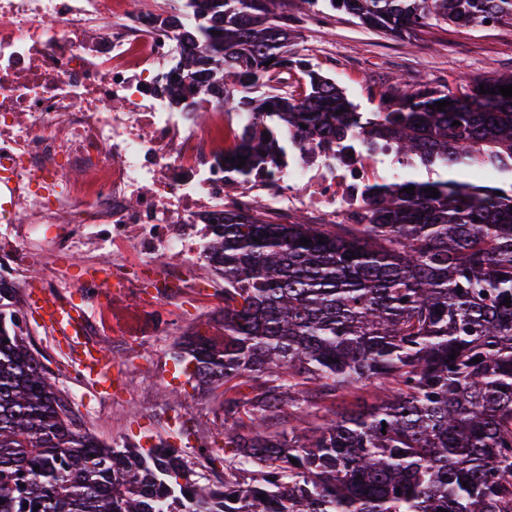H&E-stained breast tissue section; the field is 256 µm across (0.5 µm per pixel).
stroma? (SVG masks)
Masks as SVG:
<instances>
[{"mask_svg":"<svg viewBox=\"0 0 512 512\" xmlns=\"http://www.w3.org/2000/svg\"><path fill=\"white\" fill-rule=\"evenodd\" d=\"M319 14L324 20L318 24L314 18ZM288 26L296 50L344 88L364 112L376 110L381 94L401 82L454 91L479 79L512 74L511 18L471 29L441 23L419 37L400 38L368 30L354 17L321 2L307 11L289 7ZM26 247L38 260L19 274L21 287L14 302L20 326L32 352L55 380L72 418L117 447L171 443L183 450L199 483L223 482L222 464H210L198 447L218 449L224 444V391L218 388L201 395L188 381L173 386L176 339L155 335L150 293L106 301L124 338L115 343L104 337L100 343L111 352L122 386L112 401L100 400L89 386L69 381L70 358L64 344L40 326L26 302L30 278L51 277L49 261L56 245L38 238L27 241Z\"/></svg>","mask_w":512,"mask_h":512,"instance_id":"stroma-1","label":"stroma"}]
</instances>
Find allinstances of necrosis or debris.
Instances as JSON below:
<instances>
[{"mask_svg":"<svg viewBox=\"0 0 512 512\" xmlns=\"http://www.w3.org/2000/svg\"><path fill=\"white\" fill-rule=\"evenodd\" d=\"M148 0H0V225L22 224L61 250L101 241L179 260L155 330L197 288L210 223L259 214L273 224H359L367 189L410 160L345 136L303 145L283 133L276 167L240 181L224 168L250 112L172 98L182 45Z\"/></svg>","mask_w":512,"mask_h":512,"instance_id":"4bbe7bcc","label":"necrosis or debris"}]
</instances>
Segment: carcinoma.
Returning a JSON list of instances; mask_svg holds the SVG:
<instances>
[{"label":"carcinoma","instance_id":"cac0c4a2","mask_svg":"<svg viewBox=\"0 0 512 512\" xmlns=\"http://www.w3.org/2000/svg\"><path fill=\"white\" fill-rule=\"evenodd\" d=\"M284 5L184 0L162 18L198 49L172 68L185 106L255 114L225 165L250 177L275 161L288 126L328 143L355 132L456 177L371 185L365 224L228 213L209 225L224 309L213 334L176 343V360L193 365L199 391L224 387V457L207 454L224 463L219 485L191 480L170 444L112 448L78 426L17 311L0 309V512H512V97L480 91L512 74L456 94L396 86L360 112L293 48ZM326 5L409 38L512 17V0ZM474 167L501 185L471 183ZM375 383L387 393L369 407L275 429L285 406L302 422L305 405Z\"/></svg>","mask_w":512,"mask_h":512}]
</instances>
